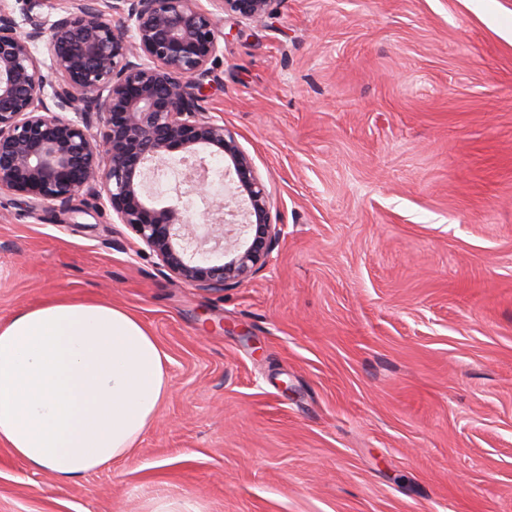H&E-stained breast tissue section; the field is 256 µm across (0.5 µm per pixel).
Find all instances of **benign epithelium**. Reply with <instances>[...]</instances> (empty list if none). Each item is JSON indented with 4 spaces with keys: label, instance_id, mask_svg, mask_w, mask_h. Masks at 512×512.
Here are the masks:
<instances>
[{
    "label": "benign epithelium",
    "instance_id": "obj_1",
    "mask_svg": "<svg viewBox=\"0 0 512 512\" xmlns=\"http://www.w3.org/2000/svg\"><path fill=\"white\" fill-rule=\"evenodd\" d=\"M44 2L28 0L21 20L0 8V191L103 201L170 276L207 291L263 267L279 238L269 194L235 134L204 112L201 89L220 51L217 13L260 22L278 0H71L51 20L37 12ZM203 150L227 161L229 190L193 224L183 198L206 195ZM175 155L186 190L157 207L147 180ZM209 242L224 262L206 258Z\"/></svg>",
    "mask_w": 512,
    "mask_h": 512
}]
</instances>
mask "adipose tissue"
<instances>
[{
  "label": "adipose tissue",
  "mask_w": 512,
  "mask_h": 512,
  "mask_svg": "<svg viewBox=\"0 0 512 512\" xmlns=\"http://www.w3.org/2000/svg\"><path fill=\"white\" fill-rule=\"evenodd\" d=\"M168 357L128 311L61 297L0 324V444L63 483L134 448L168 395Z\"/></svg>",
  "instance_id": "1"
}]
</instances>
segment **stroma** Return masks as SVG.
<instances>
[{"label": "stroma", "instance_id": "obj_1", "mask_svg": "<svg viewBox=\"0 0 512 512\" xmlns=\"http://www.w3.org/2000/svg\"><path fill=\"white\" fill-rule=\"evenodd\" d=\"M219 43L202 105L281 235L206 292L100 201L0 193V323L110 302L171 387L75 483L0 445V512H512V0H277Z\"/></svg>", "mask_w": 512, "mask_h": 512}]
</instances>
